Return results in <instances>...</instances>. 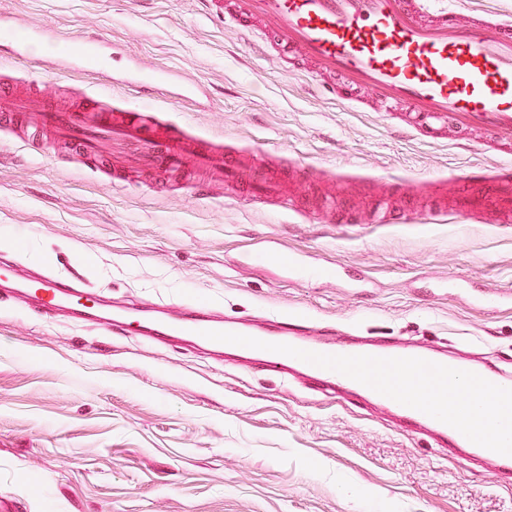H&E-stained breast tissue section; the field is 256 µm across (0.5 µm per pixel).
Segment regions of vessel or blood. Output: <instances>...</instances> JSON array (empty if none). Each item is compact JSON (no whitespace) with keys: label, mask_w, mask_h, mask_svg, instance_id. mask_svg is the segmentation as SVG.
I'll use <instances>...</instances> for the list:
<instances>
[{"label":"vessel or blood","mask_w":512,"mask_h":512,"mask_svg":"<svg viewBox=\"0 0 512 512\" xmlns=\"http://www.w3.org/2000/svg\"><path fill=\"white\" fill-rule=\"evenodd\" d=\"M428 3L238 0L235 19L259 21L265 35L281 51H300L322 71L338 77L341 90L372 91L381 111L403 105L427 123L447 124L458 134L479 130L491 144L512 145V21L496 11H478L464 27L457 21V10L445 6L428 20L424 17ZM57 41L54 34L33 30L15 46L19 54L29 55L36 46H52ZM35 119L38 125L55 129L90 158L118 147L150 170L167 171L187 164L218 169L225 183L243 189L251 201L275 195L268 172L245 166L236 156L218 153L211 140L184 139L174 127L161 140L149 139L145 133L147 117L141 112L117 117L95 105L80 112L49 106L36 112ZM460 180L462 187L452 196V215L494 224L512 222L511 162L469 168ZM336 213L342 224H385L392 215L383 207L360 213L340 206ZM24 287L34 310L42 315H56L64 304L78 316L92 310L81 282L44 268H35ZM100 325L108 331L130 330L155 342L190 335L205 351L219 354L224 350L223 342L212 338L213 333L224 331L223 316L196 305L175 313L160 304L133 305L124 313L101 317ZM305 330L301 319L283 318L272 341L321 354H341V347L307 337ZM259 355L263 365L275 371L301 369L313 384L358 386L348 376L286 354L263 349ZM361 389L381 409L395 414L402 429L425 426L436 438L450 440L495 469L512 467V455L476 444L452 426L370 387Z\"/></svg>","instance_id":"vessel-or-blood-1"}]
</instances>
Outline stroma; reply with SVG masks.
Instances as JSON below:
<instances>
[{
    "label": "stroma",
    "mask_w": 512,
    "mask_h": 512,
    "mask_svg": "<svg viewBox=\"0 0 512 512\" xmlns=\"http://www.w3.org/2000/svg\"><path fill=\"white\" fill-rule=\"evenodd\" d=\"M232 9L0 0V20L56 29L67 50L105 40L97 62L56 70L0 39V94L35 108H141L266 165L297 210L254 204L191 166L148 174L60 138L33 147L16 113L0 117V252L106 298L300 317L329 336L348 327L430 343L512 373V301L477 304L512 291V223L340 224L326 208L340 191L352 209L386 195L424 214L455 174L500 154L401 130L400 113L379 111L366 90L344 105L312 66L269 60L226 19ZM303 166L317 178L301 181ZM262 241L278 249L254 259ZM291 256L372 285L289 273ZM442 278L455 288L438 289ZM0 496L19 512H512V474L400 431L357 398L0 301Z\"/></svg>",
    "instance_id": "stroma-1"
}]
</instances>
